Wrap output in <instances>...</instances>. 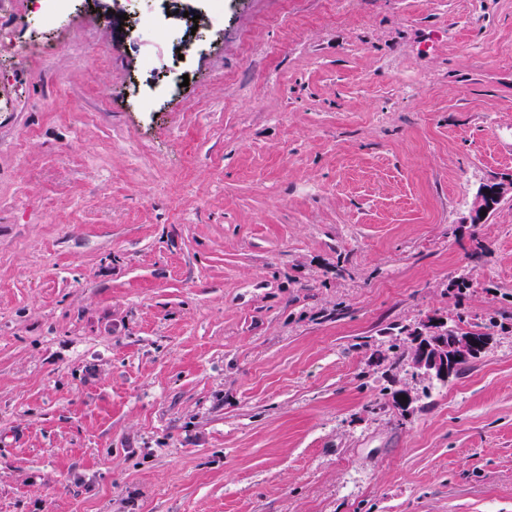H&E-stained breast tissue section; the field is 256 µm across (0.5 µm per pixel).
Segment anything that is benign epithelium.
<instances>
[{
    "label": "benign epithelium",
    "mask_w": 512,
    "mask_h": 512,
    "mask_svg": "<svg viewBox=\"0 0 512 512\" xmlns=\"http://www.w3.org/2000/svg\"><path fill=\"white\" fill-rule=\"evenodd\" d=\"M510 192L512 182L481 190L475 196L473 210L489 211ZM488 340L487 336L455 334L442 319L429 320L410 332V364L416 374L430 381L446 382L460 364L477 357Z\"/></svg>",
    "instance_id": "7a95c632"
}]
</instances>
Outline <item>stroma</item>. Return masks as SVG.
<instances>
[{
    "label": "stroma",
    "instance_id": "35a3bbf8",
    "mask_svg": "<svg viewBox=\"0 0 512 512\" xmlns=\"http://www.w3.org/2000/svg\"><path fill=\"white\" fill-rule=\"evenodd\" d=\"M158 4L195 54L144 112ZM196 6L12 23L0 512H512V0ZM460 312L486 349L413 378L394 326ZM201 7L198 12L200 25L205 24L211 29L220 30L224 17V0H200ZM512 191V182L507 184L503 183L499 186L493 187L492 190H481L479 191L473 202L474 213L481 215L483 210L489 212L499 203L508 193Z\"/></svg>",
    "mask_w": 512,
    "mask_h": 512
}]
</instances>
